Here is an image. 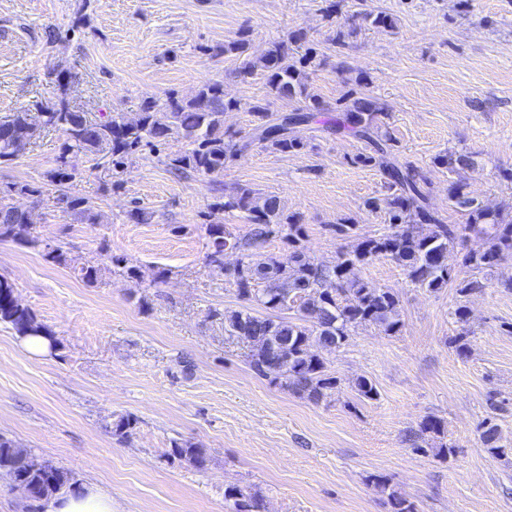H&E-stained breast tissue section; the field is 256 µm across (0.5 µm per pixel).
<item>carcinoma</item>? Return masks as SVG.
Wrapping results in <instances>:
<instances>
[{
  "label": "carcinoma",
  "instance_id": "obj_1",
  "mask_svg": "<svg viewBox=\"0 0 512 512\" xmlns=\"http://www.w3.org/2000/svg\"><path fill=\"white\" fill-rule=\"evenodd\" d=\"M246 35L230 41L218 51L239 62L238 74L263 76L268 94L277 98H296L305 108L285 115L269 112L267 104L256 101L249 111L257 125L248 132L224 130V113L239 108V102L224 96V86L217 81L203 83L195 95L181 98L174 92L163 100L142 104L139 117L127 120L110 116L92 122L70 106L65 99L41 107L40 124L65 134L56 168L46 173L47 181L57 187L66 210L79 214L90 224L99 222V214L85 197L72 194L68 184L81 175L79 160L103 154L105 163L114 169L139 149L156 147L171 135L181 136L187 149L169 159L170 172L177 175H218L228 162L251 148L254 143L282 154L297 153L304 144L289 132V127L308 123L323 110L321 100L308 83L306 68L314 64L316 55L306 51L298 62L288 60V44H274L263 55L252 57ZM341 122L338 131L349 130L371 145V153L360 154L357 160L381 169L388 177L393 193L385 199L390 231L380 237H365L351 250L341 253L331 264L315 263L299 247L303 236L300 217L286 214L274 196L260 197L249 187H240L224 197L219 208L224 211L248 213L250 231L238 238L222 224H208V264L237 287L240 296L248 298L269 311L261 316L244 311L224 313V332L247 349L245 357L260 376L280 384L292 394L318 404L337 386V378L324 354L347 342L351 331L360 325L373 326L386 335L398 333L402 327L397 295L350 278L352 269L380 256H388L407 273L410 280L432 292L448 285L452 279L446 263L448 247L457 240L474 234L485 239V249L472 251L469 262L477 269L492 267L512 257V219L505 220L498 211L480 206L464 192V185L448 187L452 206L468 215L465 224H446L429 208L423 191L424 177L413 166L401 165L391 158L389 147L373 139L378 116L383 106L378 99L350 89L336 101ZM36 134L32 117L16 112L0 120V161H9L23 153ZM39 189L29 183H14L0 191V240L27 241L28 216L15 208V195H32ZM279 236L288 240L292 251L285 258H257V250L266 241ZM238 253L237 262L224 266V251ZM296 309L293 320L281 315ZM0 324L20 337L41 336L54 344L49 329L37 320L34 312L16 300L15 286L0 276ZM319 351H313L310 343ZM357 395L364 400L378 396L376 385L361 377L355 384ZM480 439L493 456L506 449L499 445L498 426L486 420L479 426ZM444 434L443 422L430 416L421 423L419 432L409 436L417 443L425 434ZM172 455L202 467L206 457L203 449L193 445L174 444ZM0 476L10 486L24 484L35 499L49 498L74 484L65 469L53 466L48 470L33 466V457L8 438L0 436ZM367 483L387 496L391 512H417L408 498L390 488L382 475L367 477ZM233 501V512H262L263 503L257 495H246L236 487L224 491Z\"/></svg>",
  "mask_w": 512,
  "mask_h": 512
}]
</instances>
